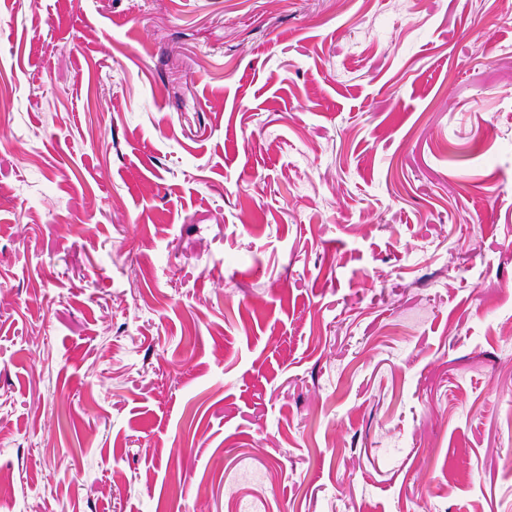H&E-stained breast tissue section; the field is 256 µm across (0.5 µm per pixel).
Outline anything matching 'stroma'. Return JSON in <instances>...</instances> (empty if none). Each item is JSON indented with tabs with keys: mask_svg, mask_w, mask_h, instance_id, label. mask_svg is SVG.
Returning <instances> with one entry per match:
<instances>
[{
	"mask_svg": "<svg viewBox=\"0 0 512 512\" xmlns=\"http://www.w3.org/2000/svg\"><path fill=\"white\" fill-rule=\"evenodd\" d=\"M0 512H512V0H0Z\"/></svg>",
	"mask_w": 512,
	"mask_h": 512,
	"instance_id": "35a3bbf8",
	"label": "stroma"
}]
</instances>
